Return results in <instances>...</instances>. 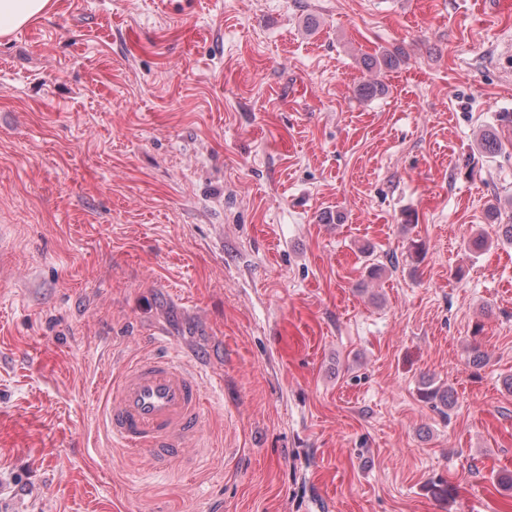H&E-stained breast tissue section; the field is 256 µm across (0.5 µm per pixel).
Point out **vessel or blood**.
<instances>
[{"instance_id":"vessel-or-blood-1","label":"vessel or blood","mask_w":512,"mask_h":512,"mask_svg":"<svg viewBox=\"0 0 512 512\" xmlns=\"http://www.w3.org/2000/svg\"><path fill=\"white\" fill-rule=\"evenodd\" d=\"M203 418L198 379L176 356L159 348L139 358L114 383L105 425L113 445L167 466L200 445Z\"/></svg>"}]
</instances>
